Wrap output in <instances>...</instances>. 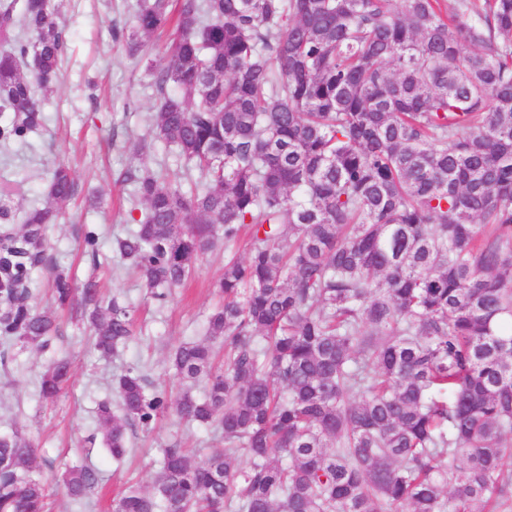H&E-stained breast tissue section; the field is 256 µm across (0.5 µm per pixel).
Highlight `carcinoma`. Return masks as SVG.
Masks as SVG:
<instances>
[{"label":"carcinoma","mask_w":512,"mask_h":512,"mask_svg":"<svg viewBox=\"0 0 512 512\" xmlns=\"http://www.w3.org/2000/svg\"><path fill=\"white\" fill-rule=\"evenodd\" d=\"M65 11L0 0V143L44 124ZM169 28L158 68L148 46ZM122 37L157 93L148 136L201 180L128 170L142 217L117 257L164 300L199 255L247 241L224 259L208 340L170 354L176 398L130 366L122 415L96 411L116 462L128 428L171 411L224 447L161 449L150 490L112 512H512V0H139ZM78 192L56 165L47 201L0 237L1 339L57 337L17 297ZM52 291L101 355L132 338L130 307L95 281L57 272ZM71 373L51 358L41 398ZM100 481L74 465L49 483L29 440L0 434V512H47L51 483L81 505Z\"/></svg>","instance_id":"obj_1"}]
</instances>
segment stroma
Instances as JSON below:
<instances>
[{
	"instance_id": "1",
	"label": "stroma",
	"mask_w": 512,
	"mask_h": 512,
	"mask_svg": "<svg viewBox=\"0 0 512 512\" xmlns=\"http://www.w3.org/2000/svg\"><path fill=\"white\" fill-rule=\"evenodd\" d=\"M134 2L69 0V43L61 76L47 95L45 125L26 142L0 144V186L16 187L7 213L0 215V229L18 227L23 209L45 201L55 165L68 164L87 199L97 197L98 203L72 204L67 222L48 225L51 267L81 281L96 277L105 299H118L135 312L134 338L117 355L101 358L89 344L88 330L51 301L50 268L33 273L38 289L35 302L60 324L54 349L72 357V377L57 401H43L38 378L49 353L10 343L5 359H0V432L20 430L37 446L41 464L90 463L103 473L87 506L71 504L57 490L50 499L51 512H111L113 498L126 486L149 488L166 445L176 442L196 449L202 460L210 449L223 444L212 426L185 424L172 413L162 417L152 433L135 432L122 464L113 463L98 442H87L89 436L102 435L97 405L115 401L112 381L127 367H142L155 385L178 392L179 383L167 369L169 354L180 343L203 339L206 316L218 301L216 283L224 272L223 250L205 254L196 261L188 282L159 301L148 297L134 273L112 254L113 239L134 227L129 219L131 187L123 183V174L162 164L178 174L184 167L163 143L143 153L136 149L157 102L149 72L113 35L114 30L131 25ZM89 230L98 239L95 260L83 242Z\"/></svg>"
}]
</instances>
